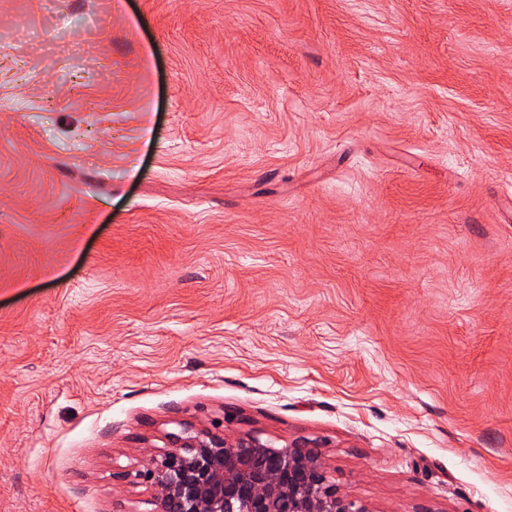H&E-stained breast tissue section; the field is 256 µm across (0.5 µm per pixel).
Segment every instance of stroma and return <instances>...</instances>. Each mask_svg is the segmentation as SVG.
Instances as JSON below:
<instances>
[{"instance_id": "obj_1", "label": "stroma", "mask_w": 512, "mask_h": 512, "mask_svg": "<svg viewBox=\"0 0 512 512\" xmlns=\"http://www.w3.org/2000/svg\"><path fill=\"white\" fill-rule=\"evenodd\" d=\"M186 430L512 512V0H0V512Z\"/></svg>"}]
</instances>
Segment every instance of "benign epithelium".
<instances>
[{
    "label": "benign epithelium",
    "instance_id": "7a95c632",
    "mask_svg": "<svg viewBox=\"0 0 512 512\" xmlns=\"http://www.w3.org/2000/svg\"><path fill=\"white\" fill-rule=\"evenodd\" d=\"M317 441L186 434L145 479L155 512H370L328 479Z\"/></svg>",
    "mask_w": 512,
    "mask_h": 512
}]
</instances>
